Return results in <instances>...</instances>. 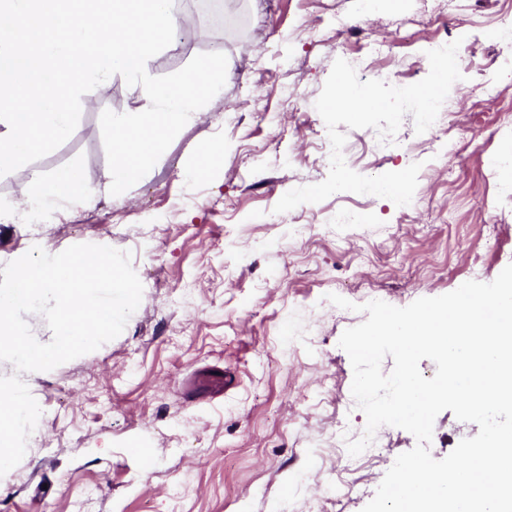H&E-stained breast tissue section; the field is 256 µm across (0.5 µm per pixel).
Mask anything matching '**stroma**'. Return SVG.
Here are the masks:
<instances>
[{"mask_svg": "<svg viewBox=\"0 0 512 512\" xmlns=\"http://www.w3.org/2000/svg\"><path fill=\"white\" fill-rule=\"evenodd\" d=\"M207 0H174L195 11L190 43L161 52L152 75L183 68L221 47L232 69L199 122L185 125L153 169L118 196L100 116L135 112L114 76L81 98L73 134L33 164L0 176V207L24 209L32 170L77 169L99 188L92 207L66 205L50 224H1L0 268L40 246L107 245L132 254L142 300L123 332L53 370L24 374L41 415L21 462L0 477V512H362L409 432L388 426L389 457L347 454L366 416L351 393L353 368L338 345L366 320L361 304L404 307L476 280L492 282L512 263V128L494 107L473 110L487 81L512 72L487 35L512 0L477 10L473 0H231L224 26ZM461 26L463 75L448 101L469 130L457 155L436 156L405 115V154L387 172L421 169L407 213L357 194L274 207L288 191L326 179L331 145L315 108L336 59L360 80L375 70L422 80L421 50ZM222 143L215 167L185 173L206 141ZM364 201L366 224H339L338 206ZM489 210H481V202ZM312 231L295 235V225ZM337 294L356 303L339 308ZM477 424L452 411L434 421L430 452L446 457Z\"/></svg>", "mask_w": 512, "mask_h": 512, "instance_id": "stroma-1", "label": "stroma"}]
</instances>
